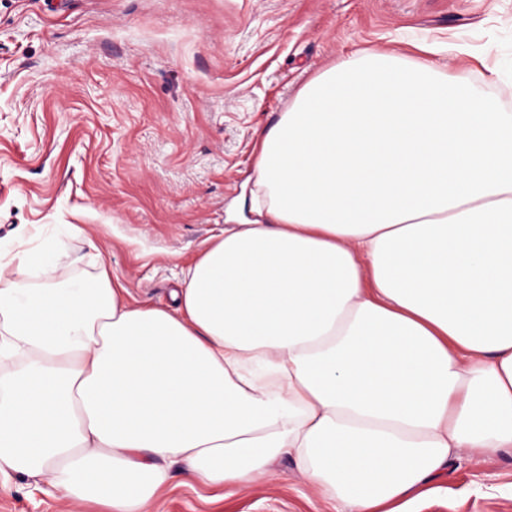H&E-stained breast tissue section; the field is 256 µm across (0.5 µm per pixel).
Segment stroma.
<instances>
[{"mask_svg":"<svg viewBox=\"0 0 512 512\" xmlns=\"http://www.w3.org/2000/svg\"><path fill=\"white\" fill-rule=\"evenodd\" d=\"M463 50L450 77L512 112V0H0V245L59 241L58 277L107 267L135 305L174 306L224 230L253 223L257 144L340 58ZM408 512H512V447L461 451ZM0 512H106L20 476ZM151 512H351L293 461L242 485L175 476Z\"/></svg>","mask_w":512,"mask_h":512,"instance_id":"1","label":"stroma"}]
</instances>
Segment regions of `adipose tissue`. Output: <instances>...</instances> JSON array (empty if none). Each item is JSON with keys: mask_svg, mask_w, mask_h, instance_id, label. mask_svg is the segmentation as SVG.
Instances as JSON below:
<instances>
[{"mask_svg": "<svg viewBox=\"0 0 512 512\" xmlns=\"http://www.w3.org/2000/svg\"><path fill=\"white\" fill-rule=\"evenodd\" d=\"M263 219L173 308L107 269L0 252V477L150 512L170 465L215 485L291 459L399 512L460 450L512 447V112L435 61L343 57L260 142Z\"/></svg>", "mask_w": 512, "mask_h": 512, "instance_id": "adipose-tissue-1", "label": "adipose tissue"}]
</instances>
